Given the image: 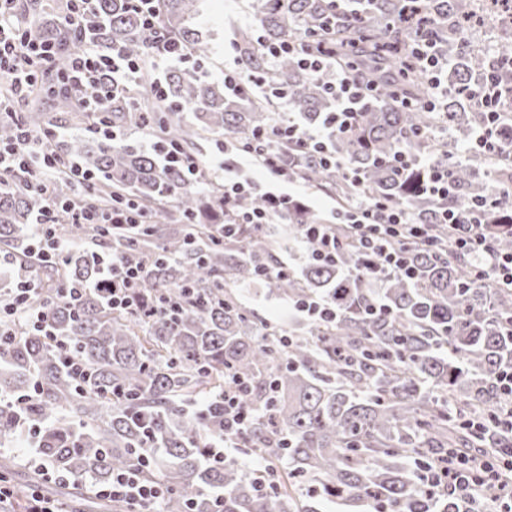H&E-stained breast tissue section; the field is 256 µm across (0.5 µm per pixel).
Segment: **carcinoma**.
I'll use <instances>...</instances> for the list:
<instances>
[{"label":"carcinoma","mask_w":512,"mask_h":512,"mask_svg":"<svg viewBox=\"0 0 512 512\" xmlns=\"http://www.w3.org/2000/svg\"><path fill=\"white\" fill-rule=\"evenodd\" d=\"M476 0H424L428 31L448 58V99L432 112L408 109L403 99L426 95L425 81L413 71L404 46L419 32L405 21L402 0H349L340 10L331 0H255V18L264 41L277 43L304 33L336 46V63L376 84L375 99L358 113L352 131L332 136L336 154L359 168L358 186L323 168L305 151L295 155L291 179L308 189L336 197L339 210L373 196L410 212L418 224L432 225L438 248L412 251L415 278L391 275L381 284L354 275L360 255L351 247L336 262L311 257L288 275L260 274L280 263L284 249L274 229L243 225L224 239V184L193 177L169 166L154 153L120 140L113 143L87 128L85 114L72 110L63 79L80 33L49 28L45 35L66 47L49 69L51 83L42 91L54 108L68 115L81 133L51 142L57 154L81 162L93 176L82 204L99 209L134 201L152 207L149 224L99 226L78 224L59 207L52 220L56 235L99 242L126 264L143 267L140 304L176 305L147 317L117 311L102 294L77 301L61 296L102 276L98 252L71 250L50 264L28 257L33 244L30 220L36 201L19 188L0 191V257L10 267L0 278V298L16 293L25 277L20 262L36 265L53 287L34 303L49 315L47 329L29 327L0 346V439L23 440L21 407L16 398L37 373L40 394L29 414L46 423L38 436L43 454L71 477L105 483L112 471L138 464L145 449H162L145 476L166 489L164 512H212L209 491L224 494L223 512H315L307 504L306 483L327 496L367 504L374 512H465L458 500L441 497L426 505L421 476L450 448L481 453L500 447L496 436L471 427L474 416L488 420L499 413L496 378L512 365V291L466 283L467 259L451 253L453 230L436 225L442 207L461 211L489 194L487 177L502 192L512 188V160L502 150L474 149L456 157L483 110L474 108L470 90L490 85L512 87V38H501L492 53L467 47V28L485 22L489 8ZM96 41L104 52L117 45L141 61L157 37L180 43L191 56L206 55L190 28L199 0H159L160 23L143 26L131 0H99ZM236 55L246 76L265 74L269 65L252 28L238 32ZM273 78L287 107L304 126L323 125L335 103L326 85L297 61L282 56ZM149 126L161 139L193 154L206 133L233 141L274 127L277 100L252 94L233 96L194 73L167 75L165 99L142 100ZM191 112L189 121L183 113ZM105 121L120 133L142 123L140 109L120 94ZM54 126L37 106L22 122L0 123V143H11L21 127ZM449 138L427 145L448 169L453 194L437 200L423 193L421 175L399 173L388 160L401 147L419 148L417 135L437 129ZM194 223L189 224L187 220ZM497 225L492 238L501 252L512 251V203L489 216ZM308 205L288 210V223L316 224ZM258 284L288 302L321 298L336 306V321H306L284 339L280 327L247 312L238 289ZM378 302L390 318L365 315ZM79 358L85 376L75 380L63 369L64 351ZM249 382L247 404L261 411L240 443L241 453L259 457L265 468L247 472L240 461L205 460L208 438L221 432L209 411L191 410L224 392V371ZM274 474V489L258 483Z\"/></svg>","instance_id":"carcinoma-1"}]
</instances>
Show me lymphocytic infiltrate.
Here are the masks:
<instances>
[{
  "label": "lymphocytic infiltrate",
  "instance_id": "1",
  "mask_svg": "<svg viewBox=\"0 0 512 512\" xmlns=\"http://www.w3.org/2000/svg\"><path fill=\"white\" fill-rule=\"evenodd\" d=\"M19 0H0V79L8 87L0 94V116L19 119L28 92L34 84L35 60L50 59L56 52L55 41L32 35L31 20L18 9ZM98 0H66L62 23L81 30L82 39L72 55L70 68L64 80L69 97L91 117L90 127L109 140L117 134L101 121L102 112L108 111L112 97L118 92H128L130 87L145 89L154 97H161L163 89L159 79L162 70L184 59L180 44L172 39L149 45L148 65H141L124 56L120 49L109 53L99 51L94 29L97 25ZM270 59L281 55L295 56L301 67L314 76L327 79L335 97V110L326 118L323 127L310 130L299 122L278 118L271 132L253 133L245 141L224 145V230L235 232L242 224H271L287 220L288 205L294 197L290 194H268L264 208L240 212V196L251 191L248 181L234 178L233 171L238 157L250 156L253 148H261L264 169L275 176H283V166L290 150L303 147L315 153L323 166L336 169L347 180L359 182L360 172L343 157L329 148L331 135L350 131L355 112L367 102L368 88L353 73L334 69L333 49L325 44L307 39L300 42L282 41L266 44ZM416 67L424 72L430 94L415 100L414 108L434 109L437 102L448 96L444 72L448 63L437 53L431 35L422 34L412 50ZM52 132H22L12 144L0 145V187L14 186L31 194L38 202L34 222V250L41 260L49 262L70 249L68 241L58 239L48 229L49 213L54 201L50 194L52 183L61 176L84 184L81 166L49 150ZM395 167L402 172L419 167L426 173L425 187L431 195L446 198L452 191L447 168L439 161L415 149L403 147L393 156ZM498 202L497 197H484L471 202L464 211L444 210L440 223L452 226L456 232L458 250L471 256L472 284L484 288L512 289V253H502L492 248L481 229L484 211ZM350 228L354 234L355 248L364 258L360 275L374 281L391 275L412 276L413 268L408 253L415 248L434 249L437 245L426 225L414 223L409 213L401 208H391L375 199L356 200L350 210L339 215L334 224H305L296 239L309 244L311 256L318 262L335 260L346 243L339 231ZM143 271L134 265H113L111 278L94 283L97 291L108 292L116 309H132L136 300L132 295L141 287ZM250 386L239 375L226 372L224 394L219 404L224 413V429L209 442L207 458L223 462L232 456L236 440L256 419L246 404ZM512 472V448L503 449L501 455L474 460L457 452H449L423 477L426 494L440 493L458 498L467 504H477L488 487H495L493 502L497 512H512V482L505 481L504 472ZM91 490L98 497L127 503L138 512H157L165 490L159 484L142 477L139 470L122 469L112 473L109 483L91 482Z\"/></svg>",
  "mask_w": 512,
  "mask_h": 512
}]
</instances>
